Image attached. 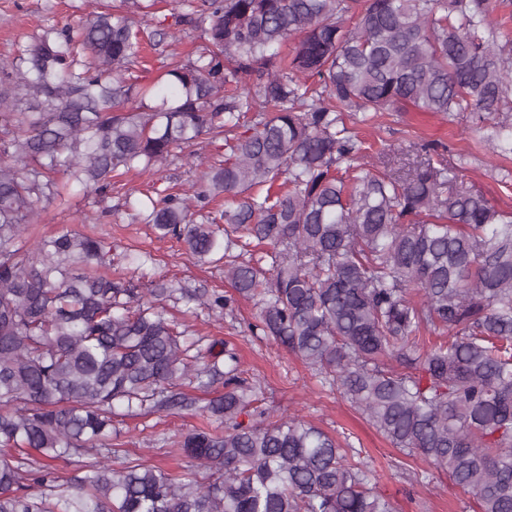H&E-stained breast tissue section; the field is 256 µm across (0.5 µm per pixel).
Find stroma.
Masks as SVG:
<instances>
[{
    "instance_id": "stroma-1",
    "label": "stroma",
    "mask_w": 512,
    "mask_h": 512,
    "mask_svg": "<svg viewBox=\"0 0 512 512\" xmlns=\"http://www.w3.org/2000/svg\"><path fill=\"white\" fill-rule=\"evenodd\" d=\"M117 3L118 0H0V59L12 54L18 40L38 33L47 17L64 24L93 11L109 10ZM358 132L374 150L403 149L411 160L416 154L409 151L410 143L438 145L449 166L459 168V186L483 191L498 207L512 211V155L498 157L491 153L487 138L492 128L476 124L471 113L444 116L414 108L386 112L371 125L359 127ZM192 151V157L175 159L160 171L120 176V192L102 202L72 189L64 203H53L41 210L25 233L27 243L75 230L111 242L115 258L111 275L145 283L173 280L192 288L229 291L223 267L197 262L179 243L159 238L152 225L133 220L124 206L126 195H139L150 185L185 189L196 182L216 151L205 138ZM144 252L154 256L153 264L140 269L127 264L126 255ZM258 313L254 301L243 299L238 303L235 319L220 320L200 309L185 315L184 321L194 336L234 344L242 369L261 387L258 408L278 416H299L360 451L374 475L376 492L390 500L396 512H477L471 494L454 485L444 472L427 469L421 459L411 458L406 468L397 467L399 452L335 389L322 384L307 364L272 337L251 335L247 325L256 321ZM208 424V419L200 415L166 412L113 421L126 448L146 463L172 470L178 469L182 460L170 453L166 439ZM416 469L428 470L427 484L411 485L409 475Z\"/></svg>"
}]
</instances>
